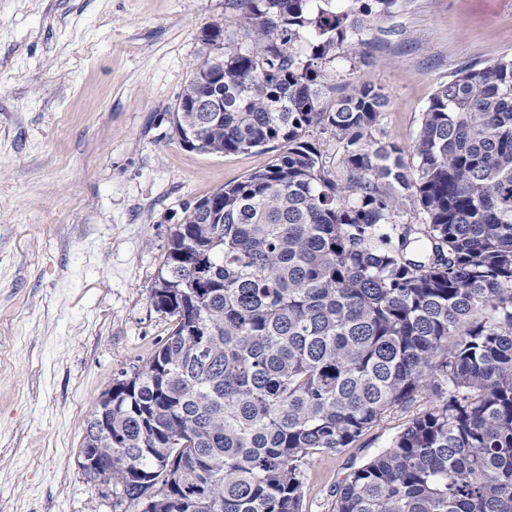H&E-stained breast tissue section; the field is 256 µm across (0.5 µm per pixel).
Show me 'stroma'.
Returning <instances> with one entry per match:
<instances>
[{"label": "stroma", "mask_w": 512, "mask_h": 512, "mask_svg": "<svg viewBox=\"0 0 512 512\" xmlns=\"http://www.w3.org/2000/svg\"><path fill=\"white\" fill-rule=\"evenodd\" d=\"M247 25L235 0H0V512H123L78 464L85 421L173 321L151 288L187 204L273 152L192 151L167 114ZM512 53V0H407L363 53L331 65L390 103L378 138L409 146L439 83ZM423 395L303 470V512H332L351 465L429 408Z\"/></svg>", "instance_id": "stroma-1"}]
</instances>
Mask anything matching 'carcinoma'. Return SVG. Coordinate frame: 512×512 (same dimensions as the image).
<instances>
[{"label":"carcinoma","instance_id":"obj_1","mask_svg":"<svg viewBox=\"0 0 512 512\" xmlns=\"http://www.w3.org/2000/svg\"><path fill=\"white\" fill-rule=\"evenodd\" d=\"M241 2L240 41L200 33L219 48L168 120L199 152L279 153L185 207L152 288L174 325L112 382V444L100 409L87 418L82 447L104 449L90 480L134 507L165 477L146 512H302L309 457L431 392L338 481L333 512H512V56L438 86L409 166L375 136L382 88L322 107L325 65L404 0ZM315 126L341 150L334 175Z\"/></svg>","mask_w":512,"mask_h":512}]
</instances>
